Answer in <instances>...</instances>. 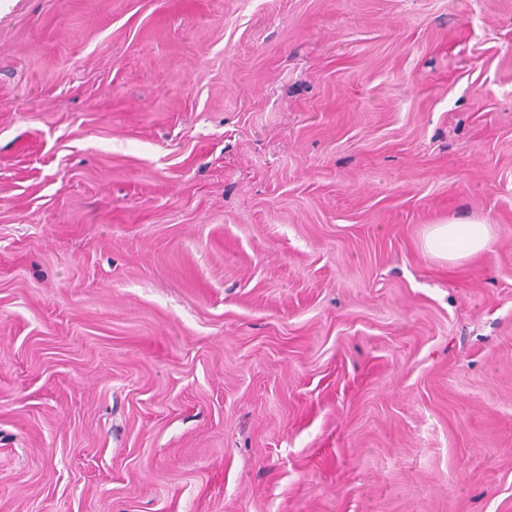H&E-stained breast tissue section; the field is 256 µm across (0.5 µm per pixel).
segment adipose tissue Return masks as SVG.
<instances>
[{
    "instance_id": "obj_1",
    "label": "adipose tissue",
    "mask_w": 512,
    "mask_h": 512,
    "mask_svg": "<svg viewBox=\"0 0 512 512\" xmlns=\"http://www.w3.org/2000/svg\"><path fill=\"white\" fill-rule=\"evenodd\" d=\"M492 244V228L478 217H451L429 225L422 241L423 254L434 261L460 264Z\"/></svg>"
}]
</instances>
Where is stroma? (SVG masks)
I'll use <instances>...</instances> for the list:
<instances>
[{
	"mask_svg": "<svg viewBox=\"0 0 512 512\" xmlns=\"http://www.w3.org/2000/svg\"><path fill=\"white\" fill-rule=\"evenodd\" d=\"M0 512H512V0H14ZM491 244V224L484 218L448 217L429 225L421 241V250L430 260L460 264L486 251Z\"/></svg>",
	"mask_w": 512,
	"mask_h": 512,
	"instance_id": "35a3bbf8",
	"label": "stroma"
}]
</instances>
